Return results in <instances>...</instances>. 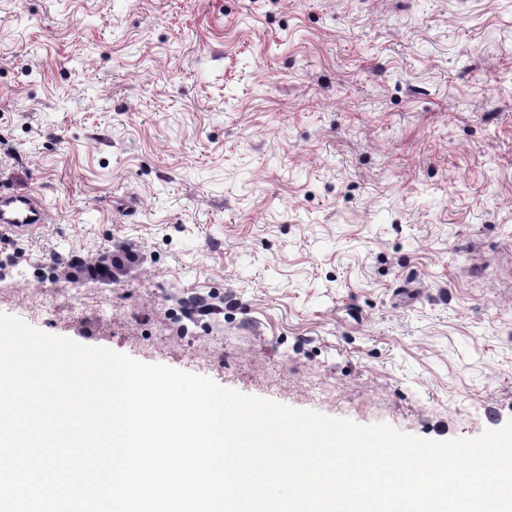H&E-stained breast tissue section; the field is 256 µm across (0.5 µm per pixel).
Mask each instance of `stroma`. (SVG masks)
<instances>
[{"label": "stroma", "mask_w": 512, "mask_h": 512, "mask_svg": "<svg viewBox=\"0 0 512 512\" xmlns=\"http://www.w3.org/2000/svg\"><path fill=\"white\" fill-rule=\"evenodd\" d=\"M13 193L38 330L425 440L512 420V0H0ZM49 212L34 195L0 196V226L10 232H30L38 224H47ZM128 259L129 257L120 250L111 252L101 264L103 271H100V267L97 268L98 274H93L92 279L104 287L112 289V284L118 282L116 272L124 266L125 260Z\"/></svg>", "instance_id": "stroma-1"}]
</instances>
